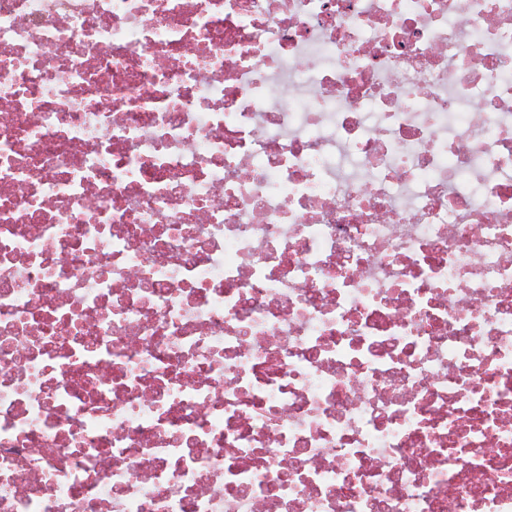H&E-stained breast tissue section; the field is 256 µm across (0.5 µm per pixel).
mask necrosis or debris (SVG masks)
<instances>
[{"label": "necrosis or debris", "mask_w": 512, "mask_h": 512, "mask_svg": "<svg viewBox=\"0 0 512 512\" xmlns=\"http://www.w3.org/2000/svg\"><path fill=\"white\" fill-rule=\"evenodd\" d=\"M0 512H512V0H0Z\"/></svg>", "instance_id": "1"}]
</instances>
